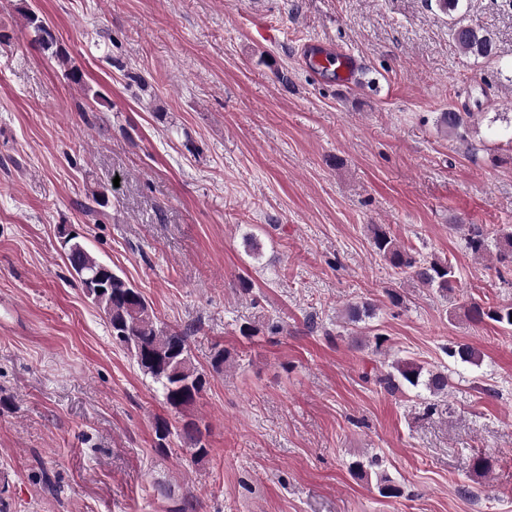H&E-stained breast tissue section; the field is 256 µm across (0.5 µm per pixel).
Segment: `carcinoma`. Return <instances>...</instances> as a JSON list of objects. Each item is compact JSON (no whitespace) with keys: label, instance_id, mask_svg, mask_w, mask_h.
Masks as SVG:
<instances>
[{"label":"carcinoma","instance_id":"1","mask_svg":"<svg viewBox=\"0 0 512 512\" xmlns=\"http://www.w3.org/2000/svg\"><path fill=\"white\" fill-rule=\"evenodd\" d=\"M436 5L441 13L448 16V30L463 54L485 60L498 57L496 42L488 30L465 24L457 17L460 0H436ZM22 16L25 29L33 34V42L64 66V76L69 82L83 86V72L58 46L46 20L28 7L22 9ZM473 119L472 112L450 109L439 114L436 125L444 132L462 138L469 131ZM466 228L465 245L473 255L481 257L493 246L497 262L503 269L512 270V229L504 227L492 238L477 224ZM372 232L375 251L393 268L443 297L455 288L456 272L451 260H428L413 254L411 249L397 244L380 224L374 226ZM61 248L71 275L107 319L112 343L127 349L138 370L159 385L166 407L180 414L194 405L207 380L205 373L192 362L187 332L163 327L142 292L112 266L100 261L80 240V235L61 238ZM372 314L373 307L367 302L351 304L346 309V319L350 324L359 323ZM467 316L480 322L487 318L512 330V304L484 307L473 303L467 308ZM443 352L456 363L479 367L483 361L482 353L468 343H454L443 348ZM375 382L390 394L406 388L422 389L433 397H441L448 395L452 388L451 378L445 370H426L407 359L391 363L389 371L375 376ZM154 432L155 447L160 450L169 447L171 438L175 436L187 445L195 462H200L208 454L202 433L193 422L185 423L178 432L172 430L167 420L159 418L155 421Z\"/></svg>","mask_w":512,"mask_h":512}]
</instances>
